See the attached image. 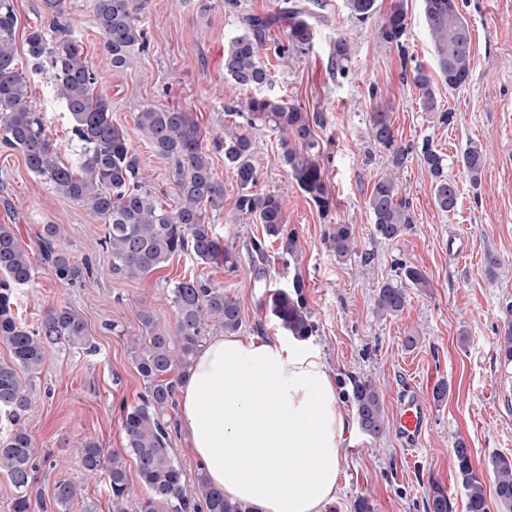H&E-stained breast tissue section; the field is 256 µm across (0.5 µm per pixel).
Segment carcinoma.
<instances>
[{
  "label": "carcinoma",
  "instance_id": "cac0c4a2",
  "mask_svg": "<svg viewBox=\"0 0 512 512\" xmlns=\"http://www.w3.org/2000/svg\"><path fill=\"white\" fill-rule=\"evenodd\" d=\"M376 0H346L350 15L368 18ZM422 11L432 39L438 75L456 90L467 82L472 63V35L458 0H421ZM45 16L52 19V33L37 24L29 28L25 43L32 67H50L55 93L72 122V134L78 145L73 162L63 164L58 151L45 137L36 113L28 100L32 96L29 79L18 70L15 47L17 14L13 0H0V144L23 154L31 172L42 177L54 190L87 205L106 226L99 245L112 262V271L122 277H144L167 263L171 257L189 251L207 263L236 266L237 260L224 241L214 233L206 217L207 210L224 208V183L211 171L208 157L201 151L200 130L188 113L175 109L146 106L135 115V127L150 148L176 163L177 206H160L145 189L144 177L127 134L112 125L110 104L97 91L95 74L87 63L81 42L59 22L65 15L66 0H43ZM96 28L103 35L105 51L112 67H124L129 54L146 42L143 0H90ZM308 10L282 7L278 18L286 26L287 43L308 47L314 39V27L306 19ZM270 18L251 15L244 20L243 31L234 36L224 50V71L241 89L256 94L246 102L247 121L267 124L279 134L281 159L297 186L318 205L329 208V195L320 164L314 158V126L320 118L289 103L282 97L258 92L271 84V76L261 61ZM406 11L403 0H395L380 28L381 38L403 47L406 35ZM414 82L421 91L420 103L426 112L437 109V97L430 77L415 69ZM370 133L377 144L392 153V167L405 161L406 150L395 146L389 116L376 111L370 116ZM248 130L233 131L224 138V163L238 186L237 208L241 215L263 225L265 236L248 245L250 268L266 272L269 243L279 242L282 253L294 255L297 240L288 231L281 199L276 194H257V170L252 156ZM420 163L433 179V199L443 212L457 204V187L445 173V158L426 145ZM462 165L477 184L481 181L484 155L480 148L469 147ZM374 235L395 240L412 224L409 204L399 197L392 175L374 182L368 199ZM60 227L45 224L39 235V250L59 280L73 274L70 257L59 247ZM331 249L339 258L355 249L354 236L347 224L330 228ZM33 261L19 245L8 224H0V342L11 352L10 362H0V411L17 423L33 404L29 381L42 369L46 354L54 348H94L83 318L67 307L50 308L39 326L28 331L16 320L15 290L32 279ZM423 288L426 279L415 267L404 265L398 278L381 284L375 298L377 311L395 315L403 311L407 295L404 282ZM302 284L293 283V292L278 290L271 297L272 314L280 326L305 339L315 326L301 294ZM172 327L159 326L154 316L143 312L140 319L146 335L134 363L145 384L138 404L122 408L121 426L126 447L135 459L139 490L127 479V462L116 452L104 459L94 441L78 449L85 471L91 476L107 472L112 497V512H252L239 502L224 498L203 473H198L193 490L186 489L183 470L172 459L170 426L164 421L173 405L176 389L188 374L206 335V327L215 322L224 333L234 334L241 326L236 299L198 280L180 281L171 288ZM501 349L512 360V304L504 309ZM352 403L362 431L378 435L384 426L381 391L368 380L354 382ZM35 448L31 437L18 427L0 442V471L7 472L15 489L12 512H46L48 503L32 493V469ZM453 457L466 492L467 512H486L481 477L472 465L470 449L459 438ZM496 477V494L502 512H512V456L499 454L491 459ZM80 490L68 482L56 485L53 506L68 508ZM426 512H449L448 494L439 485L431 486Z\"/></svg>",
  "mask_w": 512,
  "mask_h": 512
}]
</instances>
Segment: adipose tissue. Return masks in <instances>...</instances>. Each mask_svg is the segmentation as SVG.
<instances>
[{
	"instance_id": "obj_1",
	"label": "adipose tissue",
	"mask_w": 512,
	"mask_h": 512,
	"mask_svg": "<svg viewBox=\"0 0 512 512\" xmlns=\"http://www.w3.org/2000/svg\"><path fill=\"white\" fill-rule=\"evenodd\" d=\"M187 446L226 499L324 512L350 429L319 349L289 335L212 337L179 390Z\"/></svg>"
}]
</instances>
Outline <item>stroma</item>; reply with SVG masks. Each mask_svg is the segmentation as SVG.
Wrapping results in <instances>:
<instances>
[{
    "label": "stroma",
    "instance_id": "stroma-1",
    "mask_svg": "<svg viewBox=\"0 0 512 512\" xmlns=\"http://www.w3.org/2000/svg\"><path fill=\"white\" fill-rule=\"evenodd\" d=\"M301 2L311 10L312 45H288L278 24L268 33L262 61L273 76L269 94L323 118L315 130L316 160L330 204L321 210L298 188L280 160L276 131L259 123L250 128L255 190L279 195L297 239L295 255H273L263 277L250 271L246 253L247 243L262 236L263 227L239 214L238 188L215 139L246 121L240 109L247 94L224 71L225 47L239 33L243 17L276 13L285 0H145L147 45L118 70L105 57L89 0H67L64 20L84 46L98 90L111 104L112 123L127 134L146 189L167 209L177 205L175 164L142 140L134 115L146 106L175 108L199 126L202 150L224 184V207L207 218L236 254V266L204 264L186 252L147 276H116L98 244L105 226L89 207L58 195L29 171L19 151L0 146V224L13 225L20 246L29 252L43 225H59L60 246L77 268L67 282L35 263L31 283L16 291L17 317L33 330L47 309L71 307L82 315L95 345L90 352L48 353L31 380L35 402L21 420L36 448L35 490L49 498L60 482L81 487L68 512H112L104 478L89 477L76 450L92 440L104 456L128 455L121 408L137 404L144 391L131 352L144 334L140 315L148 312L158 325H171L169 290L190 278L236 299L240 335L262 339L282 332L269 308L270 296L302 279L315 324L310 341L336 384L341 409L355 413V380L371 381L382 391L386 427L374 437L354 429L344 445L341 493L326 512H354L364 495L374 512H425L435 483L447 491L450 512H466L452 456L459 438L472 450L488 512H502L489 461L512 455V361L500 347L503 309L512 303V0H458L471 25L473 61L469 82L455 91L438 75L421 0H405L407 35L401 50L379 35L394 0H376L374 14L364 20L348 14L345 0ZM340 38L350 50L341 67L332 58ZM418 65L432 79L439 112L419 105L412 81ZM30 81L32 109L61 160L69 161L71 122L55 97L53 73L31 72ZM231 105L236 108L232 114L227 111ZM377 105L388 112L397 145L409 150L396 170L389 151L367 135ZM443 110L452 113L450 123H441ZM425 144L444 155L446 172L458 186L452 212L434 204L431 176L417 159ZM475 144L485 156L477 185L460 161ZM392 170L413 222L402 237L385 241L373 234L367 201L375 181ZM334 224L352 225L355 233L356 249L343 258L328 241ZM489 253L500 261L491 272L485 267ZM401 263L418 268L428 284L408 287L402 312L381 315L374 305L377 287L395 278ZM410 336L416 339L411 348L405 344ZM440 384L447 393L438 399L433 392ZM410 389L420 392L429 408L423 439L413 452L406 451L395 427L398 401Z\"/></svg>",
    "mask_w": 512,
    "mask_h": 512
}]
</instances>
